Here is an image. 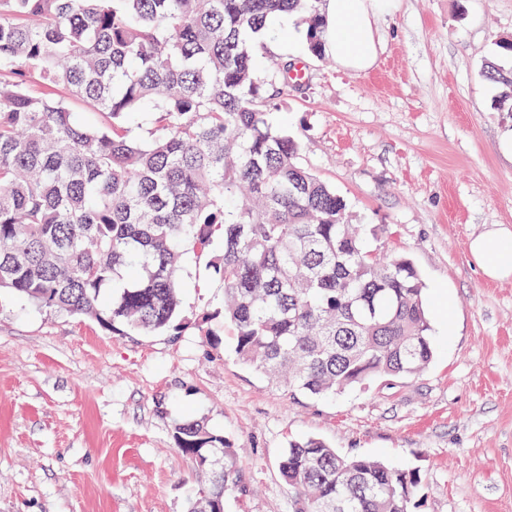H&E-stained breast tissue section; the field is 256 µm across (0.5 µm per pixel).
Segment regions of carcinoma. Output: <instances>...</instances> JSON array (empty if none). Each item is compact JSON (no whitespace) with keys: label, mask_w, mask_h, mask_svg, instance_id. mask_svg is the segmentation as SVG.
Wrapping results in <instances>:
<instances>
[{"label":"carcinoma","mask_w":512,"mask_h":512,"mask_svg":"<svg viewBox=\"0 0 512 512\" xmlns=\"http://www.w3.org/2000/svg\"><path fill=\"white\" fill-rule=\"evenodd\" d=\"M284 12L323 57L317 0H0V290L106 331L178 334L192 252L224 288L201 331L230 324L238 360L288 392L423 370L434 347L417 270L377 261L261 108L265 25ZM482 77L512 88L494 61ZM173 437L205 475L191 512H224L237 481L224 436L186 420ZM279 470L295 512L421 504L416 470L315 437L290 442Z\"/></svg>","instance_id":"obj_1"}]
</instances>
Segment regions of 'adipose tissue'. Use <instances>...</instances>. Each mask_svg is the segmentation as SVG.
I'll return each instance as SVG.
<instances>
[{"label": "adipose tissue", "instance_id": "1", "mask_svg": "<svg viewBox=\"0 0 512 512\" xmlns=\"http://www.w3.org/2000/svg\"><path fill=\"white\" fill-rule=\"evenodd\" d=\"M393 7V0H325L327 53L347 70L370 69L377 55L372 19ZM469 252L486 278H512V230L500 227L475 235L469 241Z\"/></svg>", "mask_w": 512, "mask_h": 512}]
</instances>
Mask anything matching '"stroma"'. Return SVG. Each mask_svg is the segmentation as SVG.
<instances>
[{"label":"stroma","mask_w":512,"mask_h":512,"mask_svg":"<svg viewBox=\"0 0 512 512\" xmlns=\"http://www.w3.org/2000/svg\"><path fill=\"white\" fill-rule=\"evenodd\" d=\"M371 69L302 51L287 96L262 88L271 121L331 185L366 245L409 257L425 285L435 354L420 374L330 398L290 395L242 364L232 327L197 328L224 290L205 259L179 275L189 323L176 336L110 333L0 292V512H188L202 474L175 423L224 436L242 481L224 512H292L279 473L290 441L414 468L423 512H512V279L483 276L469 240L512 229V113L480 70L512 36V0H397L376 16Z\"/></svg>","instance_id":"1"}]
</instances>
